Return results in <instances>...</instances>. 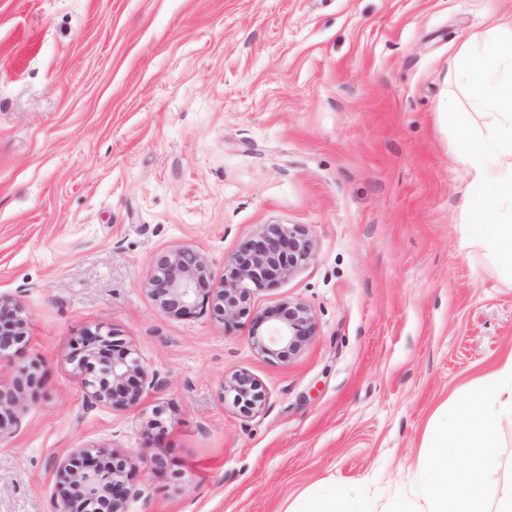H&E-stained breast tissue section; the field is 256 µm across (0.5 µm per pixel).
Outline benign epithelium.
I'll return each mask as SVG.
<instances>
[{"mask_svg":"<svg viewBox=\"0 0 512 512\" xmlns=\"http://www.w3.org/2000/svg\"><path fill=\"white\" fill-rule=\"evenodd\" d=\"M313 253L314 242L303 227L270 224L225 262L222 276H216L199 253L182 248L153 263L147 286L154 301L172 316H186L200 303L209 306L211 316L226 326L252 316L254 347L264 356L285 361L313 336L310 309L288 302L253 316L251 295L291 277ZM27 325L21 307L0 297V358L26 342ZM72 361L88 404L132 409L140 403L147 366L113 334L80 337L73 344ZM228 390L248 410L262 405L257 383L245 374L235 376ZM21 408L22 387L0 390V434L17 423ZM110 460L112 464L105 466L90 449H74L55 471V512H126L129 498L137 495L129 479L128 459L113 454Z\"/></svg>","mask_w":512,"mask_h":512,"instance_id":"1","label":"benign epithelium"}]
</instances>
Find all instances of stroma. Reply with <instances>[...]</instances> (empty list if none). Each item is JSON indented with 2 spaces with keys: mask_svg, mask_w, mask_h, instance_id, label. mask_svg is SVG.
<instances>
[{
  "mask_svg": "<svg viewBox=\"0 0 512 512\" xmlns=\"http://www.w3.org/2000/svg\"><path fill=\"white\" fill-rule=\"evenodd\" d=\"M512 0H0V297L30 340L0 359L26 409L0 436V512H54L74 448L136 465L127 512H286L330 481L372 512L423 506L422 439L512 351V283L469 241L446 122L460 46ZM267 224L313 259L254 291L315 332L260 355L250 317H174L146 282L189 247L215 275ZM114 333L153 377L87 406L75 339ZM33 369V385L24 370ZM254 379L246 410L225 383ZM488 508L512 487L497 429Z\"/></svg>",
  "mask_w": 512,
  "mask_h": 512,
  "instance_id": "1",
  "label": "stroma"
}]
</instances>
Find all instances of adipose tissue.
Listing matches in <instances>:
<instances>
[{
	"mask_svg": "<svg viewBox=\"0 0 512 512\" xmlns=\"http://www.w3.org/2000/svg\"><path fill=\"white\" fill-rule=\"evenodd\" d=\"M512 420V354L489 374L482 388L452 415H440L425 432L427 480L424 496L428 512H486L484 473L498 464L497 427ZM463 455L464 475L448 470L449 452ZM290 512H366L365 508L325 484L309 492Z\"/></svg>",
	"mask_w": 512,
	"mask_h": 512,
	"instance_id": "ef3b65f1",
	"label": "adipose tissue"
}]
</instances>
